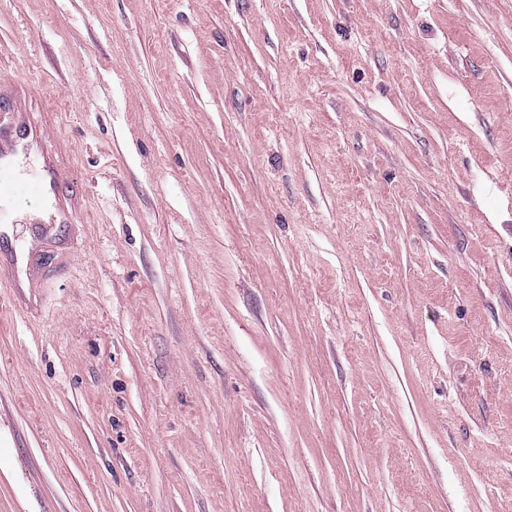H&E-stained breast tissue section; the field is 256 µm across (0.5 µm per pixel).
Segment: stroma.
I'll return each instance as SVG.
<instances>
[{
    "mask_svg": "<svg viewBox=\"0 0 512 512\" xmlns=\"http://www.w3.org/2000/svg\"><path fill=\"white\" fill-rule=\"evenodd\" d=\"M90 222L0 301V512H512V0H0Z\"/></svg>",
    "mask_w": 512,
    "mask_h": 512,
    "instance_id": "obj_1",
    "label": "stroma"
}]
</instances>
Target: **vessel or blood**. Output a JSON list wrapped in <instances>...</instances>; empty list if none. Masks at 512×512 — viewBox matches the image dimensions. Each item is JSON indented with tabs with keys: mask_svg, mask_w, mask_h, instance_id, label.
Returning <instances> with one entry per match:
<instances>
[{
	"mask_svg": "<svg viewBox=\"0 0 512 512\" xmlns=\"http://www.w3.org/2000/svg\"><path fill=\"white\" fill-rule=\"evenodd\" d=\"M33 93L26 81L0 78V285L10 306L26 314L38 312L52 272L70 267L86 208L49 114L27 107ZM19 198L31 207L13 211ZM18 224L24 237L15 234Z\"/></svg>",
	"mask_w": 512,
	"mask_h": 512,
	"instance_id": "b4317fda",
	"label": "vessel or blood"
}]
</instances>
